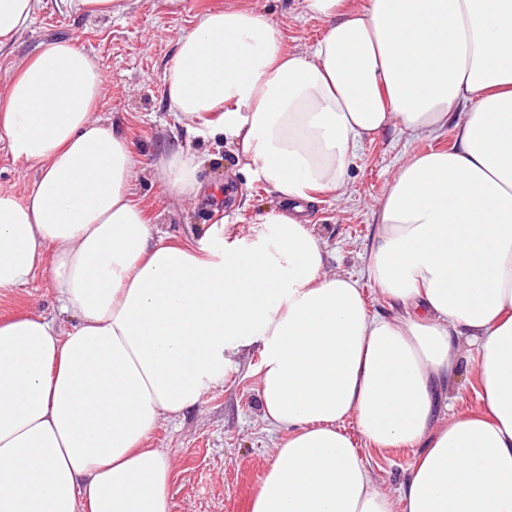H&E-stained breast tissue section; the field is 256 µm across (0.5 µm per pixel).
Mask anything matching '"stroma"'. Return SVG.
I'll return each mask as SVG.
<instances>
[{"instance_id":"obj_1","label":"stroma","mask_w":512,"mask_h":512,"mask_svg":"<svg viewBox=\"0 0 512 512\" xmlns=\"http://www.w3.org/2000/svg\"><path fill=\"white\" fill-rule=\"evenodd\" d=\"M250 9L270 17L286 49L301 50L320 39L325 22L301 18L297 0H186L180 14L165 12L161 0H120L116 13L96 16L67 10L60 0H41L30 28L0 49V88L17 62L33 56L50 41L67 40L94 54L107 78L96 116L117 125L138 152L134 192L155 229L172 240L202 236L215 224L249 228L258 217L281 210L275 190L241 171L229 148L188 132L174 123L167 108L163 76L179 39L193 30L210 9ZM452 128L430 136H412L395 127L361 144L349 164L343 187L315 194L307 220L322 238L329 272L358 279L370 313L391 316L396 305L368 277V263L378 231V203L401 164L411 154L449 150ZM183 148L204 156L200 174L208 193L178 201L159 185L151 161L156 153ZM39 175L38 166L13 160L0 147V190L27 199ZM55 299L45 277L0 295V318L19 313H53ZM262 357L256 348L243 350L222 382L200 404L166 423L153 436L152 447L170 449L176 470L170 484L171 512H249L250 498L273 461L278 434L262 420L256 371ZM476 360L461 355L459 374L451 385L454 408L471 413L482 408L475 379ZM372 476L388 494L406 482L416 456L412 448L361 446Z\"/></svg>"}]
</instances>
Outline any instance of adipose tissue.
I'll list each match as a JSON object with an SVG mask.
<instances>
[{"label": "adipose tissue", "instance_id": "ef3b65f1", "mask_svg": "<svg viewBox=\"0 0 512 512\" xmlns=\"http://www.w3.org/2000/svg\"><path fill=\"white\" fill-rule=\"evenodd\" d=\"M39 3L0 0V46ZM299 10L328 24L307 52L262 13H203L165 71L169 113L289 204L341 189L355 150L390 127L453 126L454 148L413 155L379 204L369 270L398 315L370 314L283 210L244 235L155 236L133 142L93 116L102 67L43 44L0 95V144L39 168L27 200L0 191V294L41 272L58 313L0 320V512H171L174 457L149 440L254 343L262 419L285 439L250 512H512V0ZM203 164L176 148L152 169L192 199ZM466 349L476 415L442 396ZM347 419L372 447L416 449L399 498Z\"/></svg>", "mask_w": 512, "mask_h": 512}]
</instances>
